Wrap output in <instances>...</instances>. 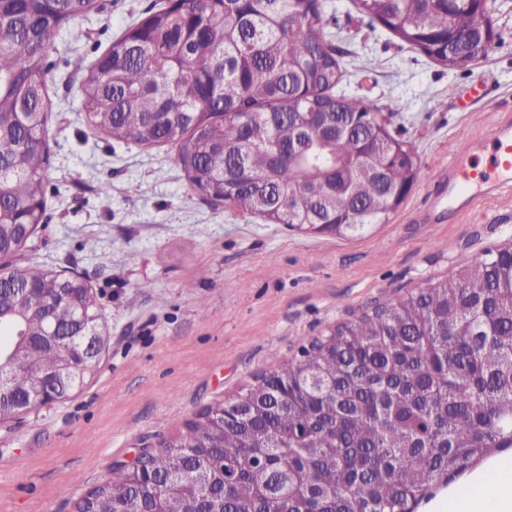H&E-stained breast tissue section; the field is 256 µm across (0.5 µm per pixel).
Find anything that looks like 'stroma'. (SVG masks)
I'll return each mask as SVG.
<instances>
[{"label": "stroma", "instance_id": "obj_1", "mask_svg": "<svg viewBox=\"0 0 512 512\" xmlns=\"http://www.w3.org/2000/svg\"><path fill=\"white\" fill-rule=\"evenodd\" d=\"M163 2L108 0L105 13L77 22L81 40L61 34L49 56L59 113L49 126L45 222L13 264L84 277L106 343L98 371L68 399L0 425V512H74L114 464L164 445L270 364L295 362L336 325L448 277L459 255L512 244V184L472 208L435 201L451 144L512 119V0L495 2L487 57L457 71L369 26L352 0H324L344 52V92L380 107L401 101L392 131L421 163L389 223L361 237L303 234L210 204L173 145L88 133L83 76Z\"/></svg>", "mask_w": 512, "mask_h": 512}]
</instances>
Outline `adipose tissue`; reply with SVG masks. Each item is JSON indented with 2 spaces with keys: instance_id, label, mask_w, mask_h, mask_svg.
<instances>
[{
  "instance_id": "adipose-tissue-1",
  "label": "adipose tissue",
  "mask_w": 512,
  "mask_h": 512,
  "mask_svg": "<svg viewBox=\"0 0 512 512\" xmlns=\"http://www.w3.org/2000/svg\"><path fill=\"white\" fill-rule=\"evenodd\" d=\"M436 512H512V470L491 465L471 477V491L452 495Z\"/></svg>"
}]
</instances>
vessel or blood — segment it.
<instances>
[{"instance_id":"obj_1","label":"vessel or blood","mask_w":512,"mask_h":512,"mask_svg":"<svg viewBox=\"0 0 512 512\" xmlns=\"http://www.w3.org/2000/svg\"><path fill=\"white\" fill-rule=\"evenodd\" d=\"M449 204L476 205L499 185L512 180V122L503 121L448 153Z\"/></svg>"}]
</instances>
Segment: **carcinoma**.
Masks as SVG:
<instances>
[{"mask_svg":"<svg viewBox=\"0 0 512 512\" xmlns=\"http://www.w3.org/2000/svg\"><path fill=\"white\" fill-rule=\"evenodd\" d=\"M413 50L450 71L487 57L492 6L473 0H356ZM99 0H0V418L44 389L65 349L42 343L44 310L88 285L12 267L45 218L46 80L64 31ZM341 50L321 0H166L130 25L84 76L87 125L112 140L176 146L206 200L271 224H386L420 171L412 142L337 93ZM512 450V246L462 254L447 279L344 323L289 366L273 364L233 398L143 455L149 487L123 464L75 512H416L487 458Z\"/></svg>","mask_w":512,"mask_h":512,"instance_id":"carcinoma-1","label":"carcinoma"}]
</instances>
